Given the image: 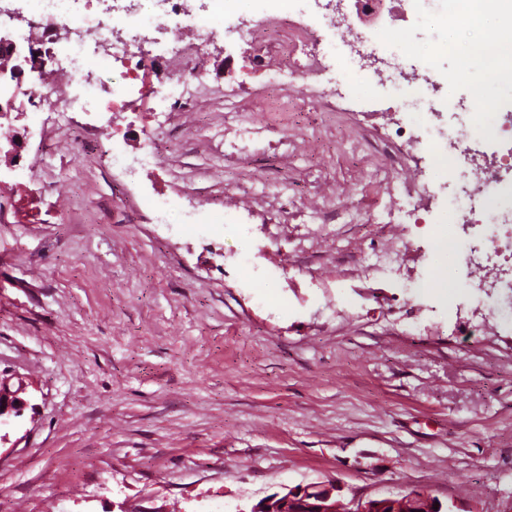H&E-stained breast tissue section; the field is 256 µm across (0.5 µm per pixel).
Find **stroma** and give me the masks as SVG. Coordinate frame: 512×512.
<instances>
[{"label":"stroma","instance_id":"stroma-1","mask_svg":"<svg viewBox=\"0 0 512 512\" xmlns=\"http://www.w3.org/2000/svg\"><path fill=\"white\" fill-rule=\"evenodd\" d=\"M259 5L219 22L214 0H185L165 34L181 64L144 76L193 81L165 123L146 96L45 136L24 118L37 99L0 118L20 138L0 155V375L30 403L0 445V512H224L328 479L512 512V334L470 300L482 269L434 246L448 183L422 129L447 127V88L430 112L357 92L344 31L321 80L272 85L314 3L251 44L225 37L261 24ZM342 11L368 55L385 52L378 29L417 19L408 0L373 25L358 0ZM237 122L265 133L244 159L224 149ZM115 151L145 159L135 180L108 167ZM408 195L420 223L393 217ZM157 198L226 222L155 223ZM384 253L397 277L373 271ZM437 271L448 289L404 293Z\"/></svg>","mask_w":512,"mask_h":512}]
</instances>
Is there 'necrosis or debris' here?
Returning a JSON list of instances; mask_svg holds the SVG:
<instances>
[{
    "mask_svg": "<svg viewBox=\"0 0 512 512\" xmlns=\"http://www.w3.org/2000/svg\"><path fill=\"white\" fill-rule=\"evenodd\" d=\"M79 2L37 0V16L46 43H53L61 16H69L72 23V37L56 53L58 68L70 70L72 78V94L56 110V119L61 123L66 122L72 110L124 111L130 97L144 90L140 73L147 67L152 51L175 62L182 57L180 47L174 43L157 44L152 51L142 45L144 32L164 27L181 15L182 0H103L100 10L80 8ZM118 28L125 31V39H114ZM104 45L112 52V65L119 69L120 78L112 86L96 90L88 82V64L97 48ZM493 129L498 140L507 145L500 168L483 169L476 184L463 179L455 169H448V210L467 214L483 243L477 249L469 239L457 237L453 240L454 249L466 252L473 265H496L507 271L512 269V176H504L502 170L512 169V116L494 122ZM470 286L477 306L512 330V278H480L471 281Z\"/></svg>",
    "mask_w": 512,
    "mask_h": 512,
    "instance_id": "4bbe7bcc",
    "label": "necrosis or debris"
}]
</instances>
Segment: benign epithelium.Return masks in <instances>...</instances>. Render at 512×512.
<instances>
[{
	"label": "benign epithelium",
	"mask_w": 512,
	"mask_h": 512,
	"mask_svg": "<svg viewBox=\"0 0 512 512\" xmlns=\"http://www.w3.org/2000/svg\"><path fill=\"white\" fill-rule=\"evenodd\" d=\"M47 58L34 51L24 52L8 36L0 35V76L23 79L43 71ZM22 389H12L0 377V427L9 426L24 415L28 401L21 397ZM455 504L437 500L426 491L410 488L385 496L354 494L347 497L334 481H317L266 495L250 510L239 506L233 512H455Z\"/></svg>",
	"instance_id": "7a95c632"
}]
</instances>
